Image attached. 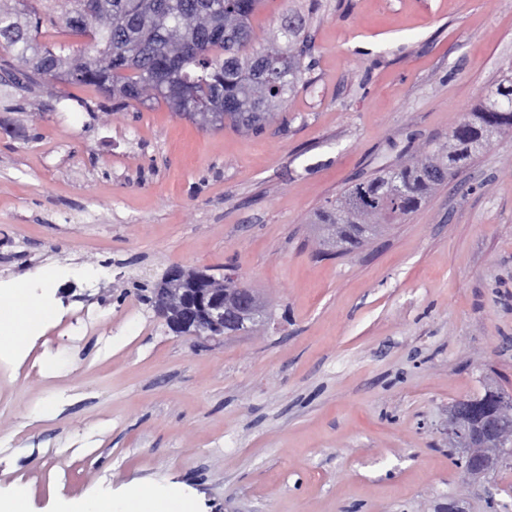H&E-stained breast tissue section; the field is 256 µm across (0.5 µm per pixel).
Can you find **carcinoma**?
Segmentation results:
<instances>
[{"mask_svg": "<svg viewBox=\"0 0 512 512\" xmlns=\"http://www.w3.org/2000/svg\"><path fill=\"white\" fill-rule=\"evenodd\" d=\"M263 0H21L0 2V47L20 62L13 84L39 78L94 87L123 108L181 98L174 110L203 112L224 101V122L258 132L266 116L296 92L307 66L305 19L281 22L284 43L256 46L252 19ZM62 24L80 48L39 40L43 23ZM512 129V68L479 97L425 159L382 168L316 214L340 236L346 255L417 211L471 164L493 137Z\"/></svg>", "mask_w": 512, "mask_h": 512, "instance_id": "1", "label": "carcinoma"}]
</instances>
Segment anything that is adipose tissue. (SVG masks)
Instances as JSON below:
<instances>
[{"label": "adipose tissue", "mask_w": 512, "mask_h": 512, "mask_svg": "<svg viewBox=\"0 0 512 512\" xmlns=\"http://www.w3.org/2000/svg\"><path fill=\"white\" fill-rule=\"evenodd\" d=\"M174 504L176 512H194V505L183 491L177 488L160 489L139 486L121 498L97 495L62 501L60 512H160L163 503Z\"/></svg>", "instance_id": "1"}]
</instances>
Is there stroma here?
I'll use <instances>...</instances> for the list:
<instances>
[{
    "mask_svg": "<svg viewBox=\"0 0 512 512\" xmlns=\"http://www.w3.org/2000/svg\"><path fill=\"white\" fill-rule=\"evenodd\" d=\"M290 11L312 67L260 133L0 84V286L50 308L0 355V493L31 512L136 485L196 512H512V466L464 482L444 434L486 382L512 394V134L352 254L313 226L447 144L512 64V0H264L258 41ZM172 265L233 270L270 320L173 333L136 288ZM29 492L24 485H16L7 496H0L1 512H29Z\"/></svg>",
    "mask_w": 512,
    "mask_h": 512,
    "instance_id": "1",
    "label": "stroma"
}]
</instances>
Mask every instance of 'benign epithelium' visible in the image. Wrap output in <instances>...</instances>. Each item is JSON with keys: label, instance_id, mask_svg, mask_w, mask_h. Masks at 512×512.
<instances>
[{"label": "benign epithelium", "instance_id": "7a95c632", "mask_svg": "<svg viewBox=\"0 0 512 512\" xmlns=\"http://www.w3.org/2000/svg\"><path fill=\"white\" fill-rule=\"evenodd\" d=\"M155 312L170 328L196 336L228 337L249 325L260 326L261 298L253 289L237 285L227 290L224 281L198 269L169 267L155 283L151 300ZM485 395L460 400L448 409L445 434L459 450L462 476L467 481L489 479L512 462V396L491 383Z\"/></svg>", "mask_w": 512, "mask_h": 512}]
</instances>
